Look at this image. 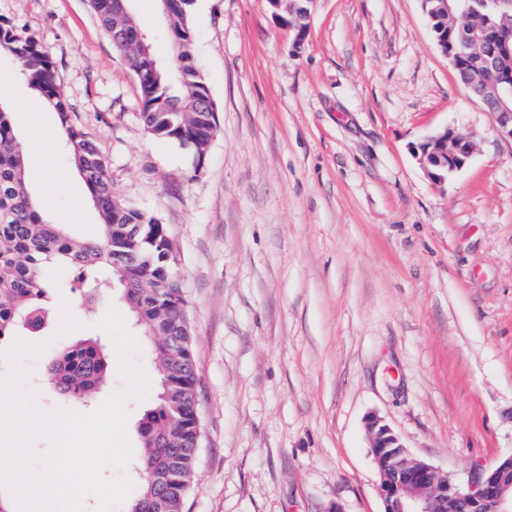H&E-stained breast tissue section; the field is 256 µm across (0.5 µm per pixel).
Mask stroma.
I'll list each match as a JSON object with an SVG mask.
<instances>
[{
	"label": "stroma",
	"instance_id": "35a3bbf8",
	"mask_svg": "<svg viewBox=\"0 0 512 512\" xmlns=\"http://www.w3.org/2000/svg\"><path fill=\"white\" fill-rule=\"evenodd\" d=\"M36 38L121 201L178 246L204 430L184 512H384L366 418L464 480L512 455V141L436 46L420 0H314L301 48L268 0H195L219 127L204 161L150 136L140 88L88 0H0ZM0 105L51 219L98 235L53 109L0 55ZM455 127L469 164L431 183L416 147ZM73 309L29 360L40 410L85 411L44 369L94 333Z\"/></svg>",
	"mask_w": 512,
	"mask_h": 512
}]
</instances>
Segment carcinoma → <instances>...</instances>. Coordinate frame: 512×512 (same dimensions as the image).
<instances>
[{
    "mask_svg": "<svg viewBox=\"0 0 512 512\" xmlns=\"http://www.w3.org/2000/svg\"><path fill=\"white\" fill-rule=\"evenodd\" d=\"M100 26L140 74V120L155 139L187 144L202 162L218 132L214 103L190 51L193 0H170L163 15L175 45L169 66L151 38L116 0H89ZM11 55L29 85L53 106L68 162L83 176L99 220L95 239L73 236L52 222L28 189L23 148L10 112L0 107V343L21 330L41 334L53 324L50 267L69 268L85 310L119 291L148 340L158 373L153 403L138 422L143 453L125 512H183L194 476L196 378L187 304L172 258L179 255L167 225L111 190L105 160L71 120L53 63L36 39L0 27V53ZM111 368L98 338L64 349L48 380L76 402L92 398Z\"/></svg>",
    "mask_w": 512,
    "mask_h": 512,
    "instance_id": "obj_1",
    "label": "carcinoma"
}]
</instances>
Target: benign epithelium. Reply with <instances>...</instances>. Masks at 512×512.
<instances>
[{
  "label": "benign epithelium",
  "instance_id": "1",
  "mask_svg": "<svg viewBox=\"0 0 512 512\" xmlns=\"http://www.w3.org/2000/svg\"><path fill=\"white\" fill-rule=\"evenodd\" d=\"M274 17L295 32V45L302 44L310 5L314 0H268ZM427 16L446 20L452 14L483 16L493 12L507 21L512 17V0H421ZM440 50L453 69L470 57V85L476 99L493 118L496 134L512 141V77L506 68L507 49L491 43L488 22L462 32L461 45L448 47V40L433 31ZM474 144L465 131L449 128L420 145L417 158L436 185L461 171L470 161ZM370 448L377 466L379 491L385 512H512V456L476 470L458 480L442 469L413 458L400 438L380 417L367 419Z\"/></svg>",
  "mask_w": 512,
  "mask_h": 512
}]
</instances>
